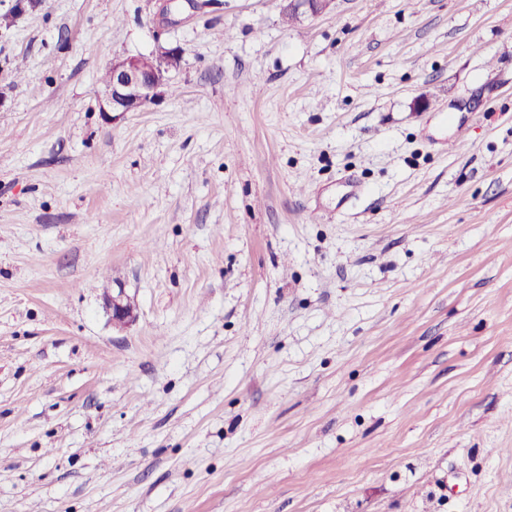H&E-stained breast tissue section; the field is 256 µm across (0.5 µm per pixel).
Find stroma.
Wrapping results in <instances>:
<instances>
[{
	"label": "stroma",
	"mask_w": 512,
	"mask_h": 512,
	"mask_svg": "<svg viewBox=\"0 0 512 512\" xmlns=\"http://www.w3.org/2000/svg\"><path fill=\"white\" fill-rule=\"evenodd\" d=\"M14 4L0 512H512V0ZM282 8L297 16L318 17L329 7L331 0H282ZM180 59L181 51L170 49L158 56L133 55L113 60L109 79L107 74L108 81L98 92L100 112L107 118H116L142 110L155 99L165 85L166 73ZM103 309L115 326L125 327L137 319L135 306L127 299L124 288L108 292L103 298Z\"/></svg>",
	"instance_id": "35a3bbf8"
}]
</instances>
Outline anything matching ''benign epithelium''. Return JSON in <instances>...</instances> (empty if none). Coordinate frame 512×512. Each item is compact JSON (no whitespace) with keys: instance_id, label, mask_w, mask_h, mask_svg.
Here are the masks:
<instances>
[{"instance_id":"benign-epithelium-1","label":"benign epithelium","mask_w":512,"mask_h":512,"mask_svg":"<svg viewBox=\"0 0 512 512\" xmlns=\"http://www.w3.org/2000/svg\"><path fill=\"white\" fill-rule=\"evenodd\" d=\"M282 8L297 16L318 17L331 0H282ZM181 51L170 49L160 55H133L112 61L109 79L98 92L99 109L106 117L138 112L151 103L165 85L166 73L178 65ZM103 309L110 322L125 327L137 319L135 306L127 299L124 289L108 293Z\"/></svg>"}]
</instances>
